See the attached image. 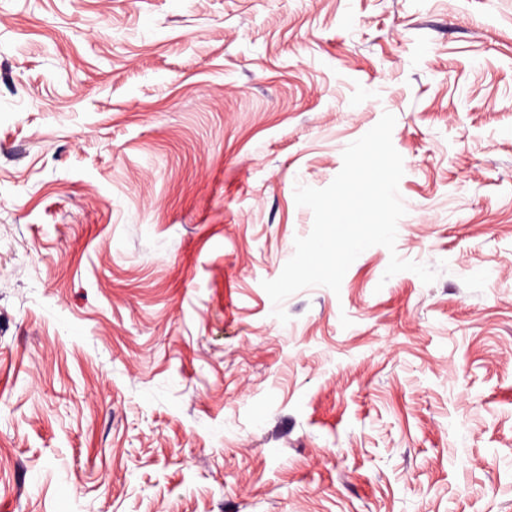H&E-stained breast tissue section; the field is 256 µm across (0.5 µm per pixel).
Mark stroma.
<instances>
[{"instance_id": "35a3bbf8", "label": "stroma", "mask_w": 512, "mask_h": 512, "mask_svg": "<svg viewBox=\"0 0 512 512\" xmlns=\"http://www.w3.org/2000/svg\"><path fill=\"white\" fill-rule=\"evenodd\" d=\"M386 112L394 250L280 322ZM0 512H512V0H0Z\"/></svg>"}]
</instances>
